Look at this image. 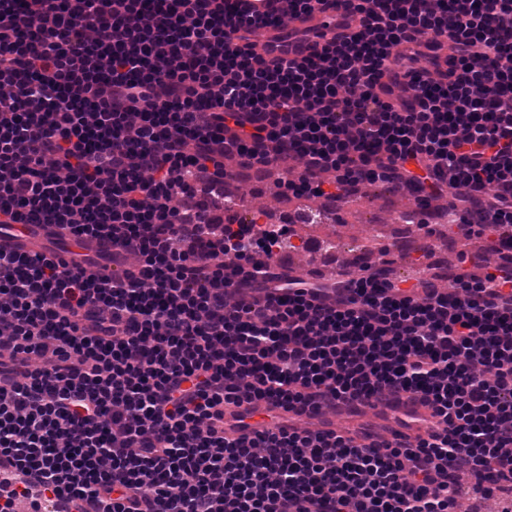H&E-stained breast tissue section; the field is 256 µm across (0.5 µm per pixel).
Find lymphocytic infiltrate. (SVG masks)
<instances>
[{"label": "lymphocytic infiltrate", "mask_w": 512, "mask_h": 512, "mask_svg": "<svg viewBox=\"0 0 512 512\" xmlns=\"http://www.w3.org/2000/svg\"><path fill=\"white\" fill-rule=\"evenodd\" d=\"M244 2L0 0V239L26 208L51 246L0 248V512L42 489L77 512H457L512 488V0H349L360 33L275 62ZM441 42L459 74L421 79ZM228 158L300 161L297 196H452L498 261L449 289L278 274L277 225L214 202ZM378 407L402 433L313 425Z\"/></svg>", "instance_id": "lymphocytic-infiltrate-1"}]
</instances>
